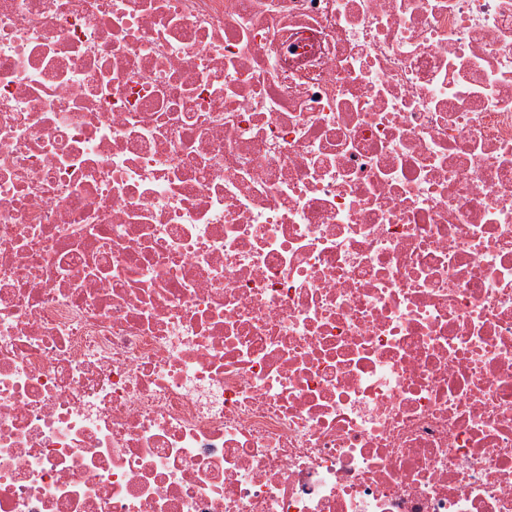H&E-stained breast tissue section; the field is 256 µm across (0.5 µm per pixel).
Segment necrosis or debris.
<instances>
[{
    "label": "necrosis or debris",
    "instance_id": "obj_1",
    "mask_svg": "<svg viewBox=\"0 0 512 512\" xmlns=\"http://www.w3.org/2000/svg\"><path fill=\"white\" fill-rule=\"evenodd\" d=\"M0 512H512V0H0Z\"/></svg>",
    "mask_w": 512,
    "mask_h": 512
}]
</instances>
